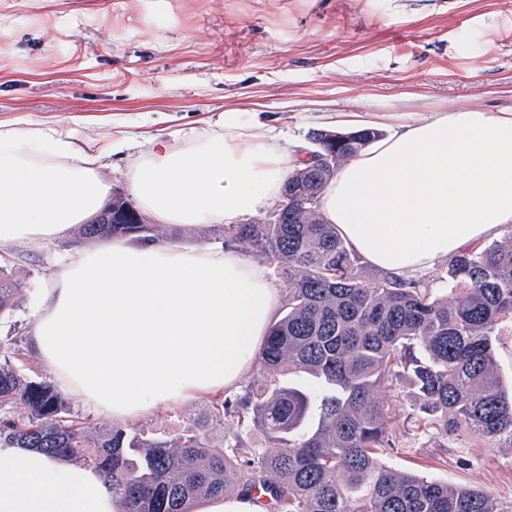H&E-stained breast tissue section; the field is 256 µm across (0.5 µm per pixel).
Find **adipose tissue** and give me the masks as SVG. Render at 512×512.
Listing matches in <instances>:
<instances>
[{"label":"adipose tissue","mask_w":512,"mask_h":512,"mask_svg":"<svg viewBox=\"0 0 512 512\" xmlns=\"http://www.w3.org/2000/svg\"><path fill=\"white\" fill-rule=\"evenodd\" d=\"M130 166L156 223L239 224L278 197L297 155L253 134L236 113L161 136ZM124 134L56 123L0 124V265L46 246L103 206L106 156ZM319 210L368 264L426 272L512 224V110L459 105L403 125L342 165ZM266 266L232 248L126 236L60 259L27 332L54 383L88 411L131 423L150 410L240 385L276 320ZM0 512H122L98 473L0 446Z\"/></svg>","instance_id":"adipose-tissue-1"}]
</instances>
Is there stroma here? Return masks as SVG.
Here are the masks:
<instances>
[{"label":"stroma","mask_w":512,"mask_h":512,"mask_svg":"<svg viewBox=\"0 0 512 512\" xmlns=\"http://www.w3.org/2000/svg\"><path fill=\"white\" fill-rule=\"evenodd\" d=\"M461 103L512 108V0H0V123L123 125L135 139L104 173L125 197L144 130L173 139L237 112L255 133L303 144L352 119L388 135ZM88 246L74 231L14 250L18 304L0 317V342L26 336L55 257ZM206 409L150 412L144 431L176 434ZM384 461L512 506V449L428 438Z\"/></svg>","instance_id":"obj_1"}]
</instances>
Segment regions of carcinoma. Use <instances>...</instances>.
<instances>
[{
  "label": "carcinoma",
  "instance_id": "carcinoma-1",
  "mask_svg": "<svg viewBox=\"0 0 512 512\" xmlns=\"http://www.w3.org/2000/svg\"><path fill=\"white\" fill-rule=\"evenodd\" d=\"M375 137L359 128L336 151L342 160ZM329 174L293 171L269 224H229L224 246L274 265L287 291L282 316L256 357V377L233 396L214 398L208 419L233 424L224 448L187 419L171 437L134 423L90 426L51 382L0 350V444L35 448L59 462L95 469L123 512H192L201 499L251 496L268 512H505L489 493L450 486L381 459L425 437L468 433L489 448H512V389L496 348L512 328V243L466 247L448 261V296L415 277L371 274L323 221L318 202ZM115 224H83L84 239L133 236L157 243L137 224L129 200ZM19 283L0 267V317L17 303ZM306 373L310 389L279 381ZM414 388L409 420L394 417L404 379ZM266 437L252 445L243 434Z\"/></svg>",
  "mask_w": 512,
  "mask_h": 512
}]
</instances>
